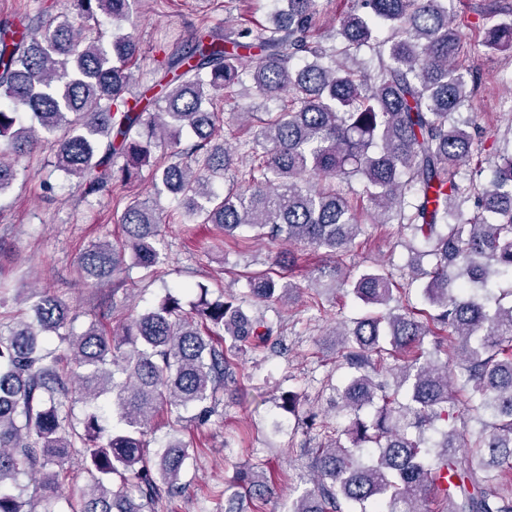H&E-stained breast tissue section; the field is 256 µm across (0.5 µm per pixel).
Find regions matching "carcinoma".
Returning <instances> with one entry per match:
<instances>
[{
  "mask_svg": "<svg viewBox=\"0 0 512 512\" xmlns=\"http://www.w3.org/2000/svg\"><path fill=\"white\" fill-rule=\"evenodd\" d=\"M144 2L62 0L55 14L41 7L0 26V194L47 143L54 170L76 180L81 198L136 182L147 168L155 194L178 201L180 223L226 235L248 228L257 240L334 258L353 247L363 216L400 224L412 235L407 248L430 258L428 269L409 265L430 311L394 292L381 267L343 278L335 266L320 271L316 287L351 293L371 311L331 332L338 365L349 370L335 388L346 425L322 426L326 441L303 449L313 489L286 512H430L431 501L441 512H512V290L494 292L498 280H512V157L473 163L474 136L457 118L477 89L463 72L466 21L448 15V0H353L318 36V0H283L259 31L193 35L160 76L144 80L132 70L133 18ZM100 15L129 30L107 34ZM482 45L511 51L512 19L485 27ZM367 49L378 60L372 70L359 59ZM248 83L255 100L235 118L250 136L235 130L231 144L217 103L240 98ZM239 159L245 168L217 191L215 179ZM354 181L352 197L344 187ZM120 224L122 247L93 245L81 268L97 278L128 266L158 272L157 204L129 201ZM198 290L189 313L169 293L110 331L106 313L95 314L79 334L62 297L32 290L33 320L0 333V512H34L21 474L38 477L43 498L59 497L71 457L92 484L68 501L69 512H155L181 489L187 445L175 427L155 445V416L165 411L176 425L185 412H214L244 379L240 358L281 344L279 327L245 305L300 287L268 271L249 277L240 297ZM53 335L68 342L70 361L39 345ZM70 379L85 403L79 417ZM106 396L110 422L98 404ZM450 404L484 418V428L448 425ZM268 493L259 472L239 468L215 496L236 512L239 497Z\"/></svg>",
  "mask_w": 512,
  "mask_h": 512,
  "instance_id": "1",
  "label": "carcinoma"
}]
</instances>
